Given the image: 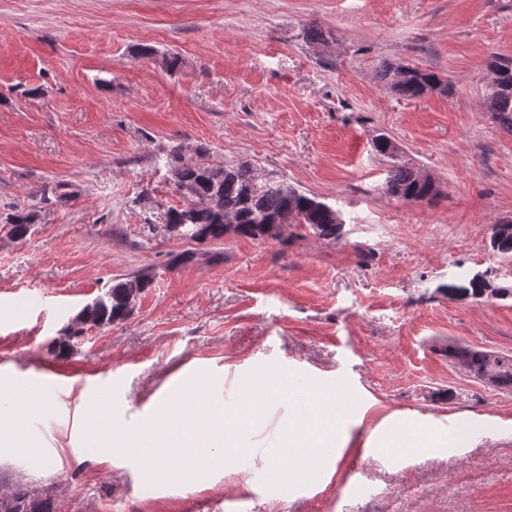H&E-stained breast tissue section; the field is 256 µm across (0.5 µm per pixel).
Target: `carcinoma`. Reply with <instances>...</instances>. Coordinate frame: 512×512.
I'll use <instances>...</instances> for the list:
<instances>
[{"mask_svg": "<svg viewBox=\"0 0 512 512\" xmlns=\"http://www.w3.org/2000/svg\"><path fill=\"white\" fill-rule=\"evenodd\" d=\"M490 68L495 75L486 87L487 110L503 128L512 132V58L496 56ZM376 76L404 100H417L430 92L447 89L441 77L429 69L415 67L403 73L401 67L383 62ZM373 146L387 161L386 189L389 194L405 202H416L437 193L433 181H422L418 171L402 160L390 138L380 136ZM206 154L207 151L201 150L196 160L175 166L180 185L187 190L184 199L192 197L194 201L167 212L166 223L176 225L172 236L200 243L202 239L198 233L203 231L213 240L223 238L227 230L210 207L213 199L232 211L235 220L232 233L236 236L260 240L264 234L262 221L285 212L293 213L299 227L323 239L336 242L344 236L340 212L318 197L300 191L285 176L270 172V180L257 192L256 166L247 162L214 166L206 161ZM34 224L35 214H17L7 221V233L18 241L24 240L31 235ZM148 285V278L136 276L113 286L98 298L97 314L108 325L126 319L137 296ZM446 353L448 360L460 370L476 379L489 374L492 386L512 391V356L457 343L448 344ZM0 512H54V508L51 499L18 486L0 493Z\"/></svg>", "mask_w": 512, "mask_h": 512, "instance_id": "obj_1", "label": "carcinoma"}]
</instances>
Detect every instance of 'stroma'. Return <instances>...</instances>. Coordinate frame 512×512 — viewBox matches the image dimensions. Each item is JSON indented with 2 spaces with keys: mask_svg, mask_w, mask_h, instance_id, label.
<instances>
[{
  "mask_svg": "<svg viewBox=\"0 0 512 512\" xmlns=\"http://www.w3.org/2000/svg\"><path fill=\"white\" fill-rule=\"evenodd\" d=\"M329 32L306 41L305 27ZM144 47L152 56H141ZM179 65H166L170 56ZM512 57V0H0V490L48 493L55 512H512V393L465 376L448 343L512 355V298L452 297L477 273L512 286L489 247L512 221V133L487 112L493 56ZM428 68L446 93L398 98L380 62ZM381 135L438 194L385 188ZM249 161L339 210L342 240H177L171 153ZM65 185L66 199H40ZM32 212L26 241L7 217ZM191 262H180L182 252ZM147 275L129 319L49 341L115 284ZM288 374L348 407L328 466L271 481L279 424L259 409L233 468L152 481L139 460L84 441L103 400L112 429L145 433L196 378L216 405ZM466 435L457 448L370 444L382 421ZM364 451L361 473L349 472Z\"/></svg>",
  "mask_w": 512,
  "mask_h": 512,
  "instance_id": "35a3bbf8",
  "label": "stroma"
}]
</instances>
